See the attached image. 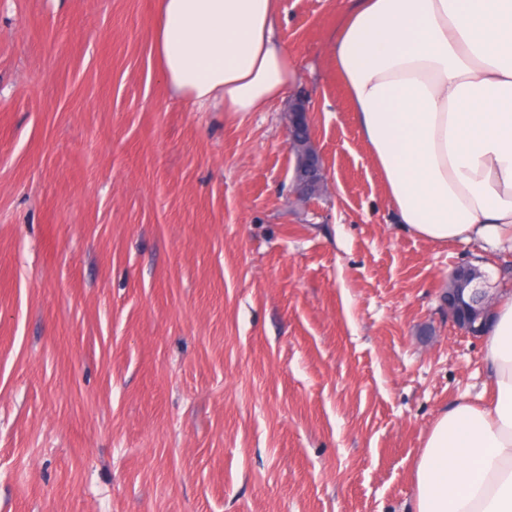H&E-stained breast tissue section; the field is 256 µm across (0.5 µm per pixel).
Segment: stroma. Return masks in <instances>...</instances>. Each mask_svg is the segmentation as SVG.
<instances>
[{
    "instance_id": "35a3bbf8",
    "label": "stroma",
    "mask_w": 512,
    "mask_h": 512,
    "mask_svg": "<svg viewBox=\"0 0 512 512\" xmlns=\"http://www.w3.org/2000/svg\"><path fill=\"white\" fill-rule=\"evenodd\" d=\"M347 7L280 0L293 82L238 122L168 93L159 0H0V512H407L488 378L448 276L497 289L502 261L396 224L332 55ZM307 125L308 141L299 145L292 140V128L297 121H301ZM289 147L291 150L297 153V179L298 190L301 196L305 197L308 192V184L300 178H309L314 176L315 184L313 185L314 192L312 196L318 195L324 191L326 173L322 164V160L318 153L311 145V130H310V119H309V108L305 103H298L293 108L292 112L289 113ZM309 171L310 175H306Z\"/></svg>"
}]
</instances>
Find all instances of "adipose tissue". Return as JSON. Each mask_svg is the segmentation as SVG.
Segmentation results:
<instances>
[{
	"instance_id": "adipose-tissue-1",
	"label": "adipose tissue",
	"mask_w": 512,
	"mask_h": 512,
	"mask_svg": "<svg viewBox=\"0 0 512 512\" xmlns=\"http://www.w3.org/2000/svg\"><path fill=\"white\" fill-rule=\"evenodd\" d=\"M279 0H160L153 35L175 97L236 120L293 79ZM396 224L512 254V0H351L333 43ZM478 401L437 416L410 512H512V287L484 334Z\"/></svg>"
}]
</instances>
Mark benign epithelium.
Masks as SVG:
<instances>
[{"instance_id":"7a95c632","label":"benign epithelium","mask_w":512,"mask_h":512,"mask_svg":"<svg viewBox=\"0 0 512 512\" xmlns=\"http://www.w3.org/2000/svg\"><path fill=\"white\" fill-rule=\"evenodd\" d=\"M289 147L298 155L296 182L300 195L308 192V184L303 181L308 174L315 177L314 194L323 192L326 173L322 160L311 142L299 145L291 140ZM446 300L448 320L454 326L473 336L484 333L492 314L494 296L478 269L469 265L457 267L448 280Z\"/></svg>"}]
</instances>
